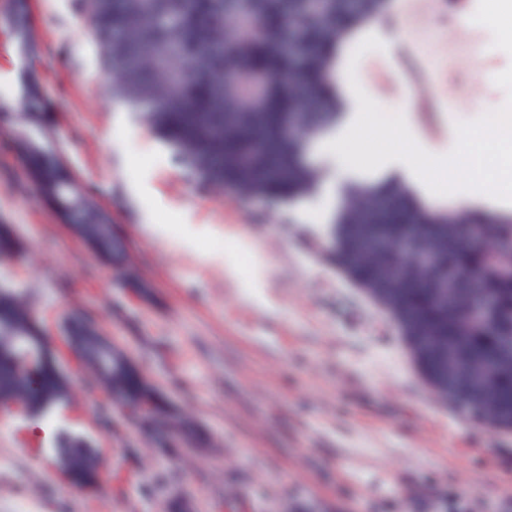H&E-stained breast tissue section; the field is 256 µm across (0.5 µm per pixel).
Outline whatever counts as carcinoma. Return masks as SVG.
I'll return each mask as SVG.
<instances>
[{
    "mask_svg": "<svg viewBox=\"0 0 512 512\" xmlns=\"http://www.w3.org/2000/svg\"><path fill=\"white\" fill-rule=\"evenodd\" d=\"M88 17L112 102L138 114L180 163L205 187L284 203L313 195L320 169L308 158L313 143L334 129L340 92L336 61L345 39L379 14L363 0L355 16L343 0H80ZM1 21L34 37L28 15L7 10ZM296 39L288 41V30ZM29 176L66 224L111 260L96 242L103 211L71 194L70 169L52 162L46 147L16 134ZM349 238L336 245L354 277L376 286L424 380L452 409L471 404L494 420L512 422V213L480 217L465 210L433 209L396 178L358 182L341 201ZM23 243L0 224V254L21 253ZM486 298L496 322L479 315ZM88 338L82 359L107 388L120 394L156 390L128 372L112 376V358L93 344L98 327L79 317ZM28 337L39 351L32 364L0 348V408L19 402L44 414L69 398L64 373L27 303L0 292V335ZM55 455L71 459V484L96 490L98 451L87 438L55 432Z\"/></svg>",
    "mask_w": 512,
    "mask_h": 512,
    "instance_id": "obj_1",
    "label": "carcinoma"
}]
</instances>
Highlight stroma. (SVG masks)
Here are the masks:
<instances>
[{
  "instance_id": "obj_1",
  "label": "stroma",
  "mask_w": 512,
  "mask_h": 512,
  "mask_svg": "<svg viewBox=\"0 0 512 512\" xmlns=\"http://www.w3.org/2000/svg\"><path fill=\"white\" fill-rule=\"evenodd\" d=\"M33 53L0 25V222L26 245L0 263L42 322L71 382L51 420L0 413V512H512V433L464 419L429 390L389 312L328 256L341 189L361 172L315 146L321 184L276 208L201 187L134 113L113 104L76 0H31ZM483 51L443 69L440 50L462 24ZM382 49L356 77L388 113H403L435 155L455 122L501 107L494 78L512 42L483 0L468 14L441 6L395 31L370 25ZM50 105L39 122L18 109L27 80ZM472 105L413 112L435 84ZM32 132L73 170L79 189L112 217L123 243L107 264L61 224L28 177L14 136ZM81 310L190 420L195 432L148 437L99 388L64 341ZM93 439L103 482L75 490L49 456L52 426Z\"/></svg>"
}]
</instances>
